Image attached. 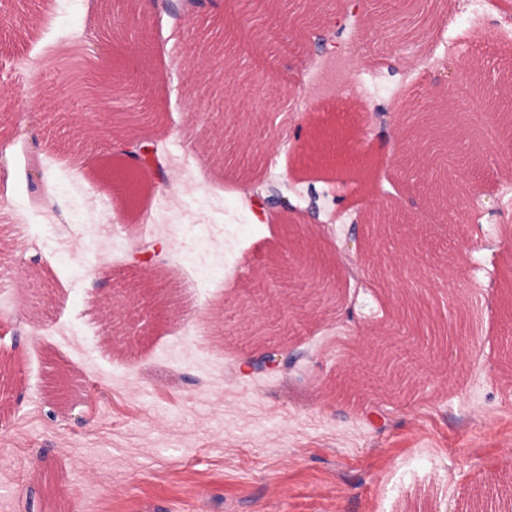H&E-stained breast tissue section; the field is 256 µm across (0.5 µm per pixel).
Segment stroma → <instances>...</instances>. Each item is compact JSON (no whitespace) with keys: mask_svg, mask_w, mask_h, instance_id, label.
Segmentation results:
<instances>
[{"mask_svg":"<svg viewBox=\"0 0 512 512\" xmlns=\"http://www.w3.org/2000/svg\"><path fill=\"white\" fill-rule=\"evenodd\" d=\"M431 17L410 49L372 16L349 19L346 53L297 47L237 54L249 79L212 97L194 39L224 0L196 17L164 5L115 7L122 46L104 34L102 0H0V512H512V248L495 200L512 173L485 153L479 210L441 203L436 184L381 140L374 107L404 112L447 70L478 62L479 80L512 82V0H422ZM133 82L153 116L114 128L149 138L160 164L106 152L100 113L70 90L71 57ZM398 73L384 79L388 65ZM242 123L262 179L246 183L215 134ZM50 192L32 216L30 162ZM276 190L316 216L320 253L347 268L342 308L290 284L293 330L267 347L297 358L271 377L244 366L255 310L243 303L256 260L284 246L247 197ZM391 193L410 217L394 243L419 249L410 271L379 275L345 243L356 218ZM159 244L137 262L142 244ZM435 294L438 322L459 310L467 336L440 346L387 331L400 288ZM385 348L392 370L368 347ZM75 379L68 406L46 396L56 365Z\"/></svg>","mask_w":512,"mask_h":512,"instance_id":"1","label":"stroma"}]
</instances>
